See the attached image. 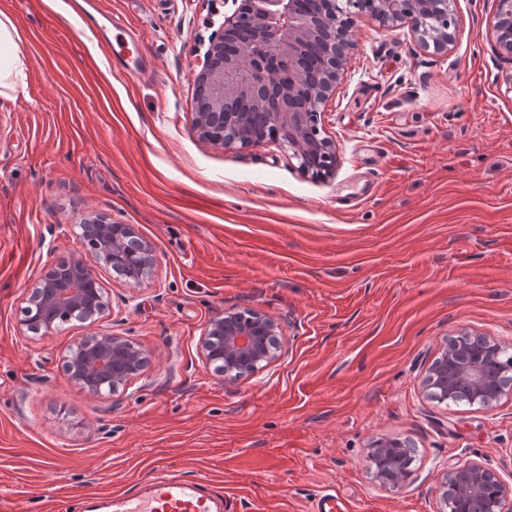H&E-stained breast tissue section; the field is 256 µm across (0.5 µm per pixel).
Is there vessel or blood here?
Listing matches in <instances>:
<instances>
[{"label":"vessel or blood","instance_id":"b4317fda","mask_svg":"<svg viewBox=\"0 0 512 512\" xmlns=\"http://www.w3.org/2000/svg\"><path fill=\"white\" fill-rule=\"evenodd\" d=\"M120 53L116 58L126 73L138 69V41L127 32L118 34ZM224 496L205 481L179 476L158 475L145 485L113 493L96 500L74 504L60 499L56 512H223Z\"/></svg>","mask_w":512,"mask_h":512}]
</instances>
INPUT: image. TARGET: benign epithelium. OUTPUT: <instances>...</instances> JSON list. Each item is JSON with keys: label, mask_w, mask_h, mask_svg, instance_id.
I'll use <instances>...</instances> for the list:
<instances>
[{"label": "benign epithelium", "mask_w": 512, "mask_h": 512, "mask_svg": "<svg viewBox=\"0 0 512 512\" xmlns=\"http://www.w3.org/2000/svg\"><path fill=\"white\" fill-rule=\"evenodd\" d=\"M456 0H371V7L349 10L351 0H232L236 9L224 19V29L212 36L197 76V107L192 128L198 137L224 149L249 148L268 140L278 141L300 161L299 170L313 178H325L336 170L334 142L322 135V116L332 101L346 65L356 49L353 28L356 18L369 16L392 29L406 24L423 48L446 49L455 42ZM491 36L498 53L512 63V0H494ZM322 42V55L311 65L306 54L309 42ZM248 101L257 110L263 128L244 125L234 104ZM79 227L95 260L110 257L119 248L140 262L133 284H144L156 266L152 244L130 225L120 240L112 239V220L89 214ZM43 267L39 282L27 298L38 311L44 331L55 328L61 315H79L91 328L70 345L65 372L71 382L99 394L140 378L149 363L145 349L134 339L95 329L110 308L103 289L81 287L98 281L92 266L82 260ZM202 351L211 362L218 355L227 367L243 366L254 375L278 357L281 332L278 321L254 310L244 321L240 312L226 309L214 315L203 333ZM467 388L485 408L495 407L512 396V379H489L479 361L453 345H445L424 379L428 389L448 392V380ZM368 471L379 486L397 489L400 481L387 478L382 466L367 455ZM494 481L500 487V512H512V485L481 463L448 467L443 473L440 512H448V488L466 493L475 505L481 489Z\"/></svg>", "instance_id": "7a95c632"}]
</instances>
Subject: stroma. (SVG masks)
Listing matches in <instances>:
<instances>
[{"label":"stroma","mask_w":512,"mask_h":512,"mask_svg":"<svg viewBox=\"0 0 512 512\" xmlns=\"http://www.w3.org/2000/svg\"><path fill=\"white\" fill-rule=\"evenodd\" d=\"M28 59L0 96V512L121 492L157 473L202 477L234 512H439L440 473L478 461L512 483V397L433 400L422 380L464 333L512 354V64L494 0H458L456 45L359 18L324 116L336 173L303 175L275 142L227 150L192 129L196 77L224 0H0ZM141 39L129 76L113 22ZM154 247L141 286L97 270L99 330L151 365L92 395L64 356L87 331L23 323L42 268L90 260L82 216ZM260 309L280 357L235 380L206 363L218 311ZM412 443V477L376 486L366 448Z\"/></svg>","instance_id":"35a3bbf8"}]
</instances>
